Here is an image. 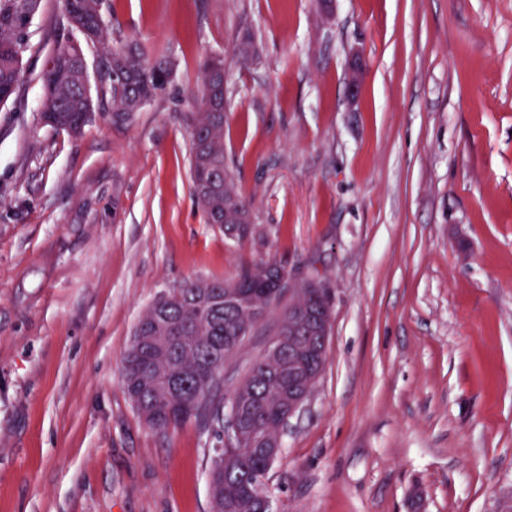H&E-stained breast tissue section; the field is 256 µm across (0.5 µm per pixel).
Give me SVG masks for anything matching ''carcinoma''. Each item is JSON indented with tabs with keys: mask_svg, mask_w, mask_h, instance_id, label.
<instances>
[{
	"mask_svg": "<svg viewBox=\"0 0 512 512\" xmlns=\"http://www.w3.org/2000/svg\"><path fill=\"white\" fill-rule=\"evenodd\" d=\"M38 0H0V94L20 85L23 77V52L28 28ZM137 71L131 97L108 98L112 119L131 116L135 99H152L166 89L153 69V62L138 44ZM58 62L53 72L45 73L44 87L67 88L65 98L43 93V118L69 128L79 135L87 125L89 104L81 92L72 89L79 79V63L74 47L57 44ZM213 58L201 67V86L191 94L193 112L187 116L191 143L192 193L204 219L224 217V204L235 205L245 214L249 204L238 194L224 163V113L214 108L224 102V84L208 80ZM258 265L242 268L233 278L239 289L265 308L281 302L283 294L267 297L268 287L255 282ZM162 305L164 316L151 317L146 309L141 326L122 360L124 388L145 422L156 429L177 426L188 420H205L211 413L209 396L231 359L243 344L236 340L233 312L224 307V282L188 281L167 291ZM288 388L279 370L261 357L248 377L231 393L236 408V424L244 437L240 448H215L209 468L214 487L213 512H259L270 459L251 447L253 438L277 430L280 412L271 399Z\"/></svg>",
	"mask_w": 512,
	"mask_h": 512,
	"instance_id": "cac0c4a2",
	"label": "carcinoma"
}]
</instances>
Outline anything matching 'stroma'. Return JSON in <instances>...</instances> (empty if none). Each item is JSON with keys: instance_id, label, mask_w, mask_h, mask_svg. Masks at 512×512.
Segmentation results:
<instances>
[{"instance_id": "stroma-1", "label": "stroma", "mask_w": 512, "mask_h": 512, "mask_svg": "<svg viewBox=\"0 0 512 512\" xmlns=\"http://www.w3.org/2000/svg\"><path fill=\"white\" fill-rule=\"evenodd\" d=\"M103 12L108 42L138 41L174 78L128 122L100 108L80 136L47 126L68 31L60 0H39L0 105V512H210L223 418L148 427L122 359L158 292L261 260L318 275L333 303L324 373L268 474L273 512H512V0ZM214 54L243 244L191 191L186 115ZM278 326L255 327L213 406Z\"/></svg>"}]
</instances>
